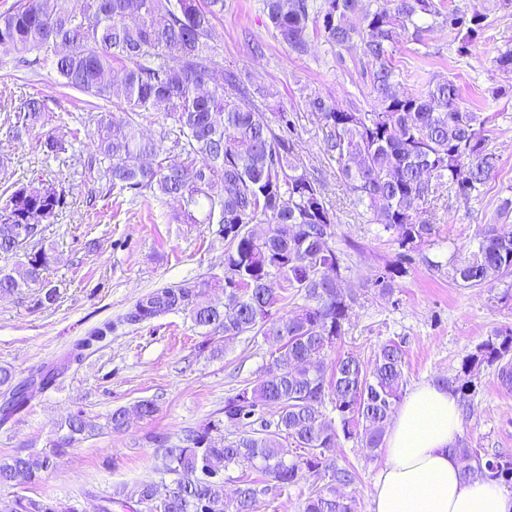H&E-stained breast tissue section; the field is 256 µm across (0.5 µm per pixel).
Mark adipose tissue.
Returning <instances> with one entry per match:
<instances>
[{
  "label": "adipose tissue",
  "instance_id": "1",
  "mask_svg": "<svg viewBox=\"0 0 512 512\" xmlns=\"http://www.w3.org/2000/svg\"><path fill=\"white\" fill-rule=\"evenodd\" d=\"M462 424L457 395L425 383L404 399L387 430L371 512H512L496 482L464 479L451 447Z\"/></svg>",
  "mask_w": 512,
  "mask_h": 512
}]
</instances>
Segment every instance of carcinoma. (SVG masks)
Masks as SVG:
<instances>
[{"instance_id":"carcinoma-1","label":"carcinoma","mask_w":512,"mask_h":512,"mask_svg":"<svg viewBox=\"0 0 512 512\" xmlns=\"http://www.w3.org/2000/svg\"><path fill=\"white\" fill-rule=\"evenodd\" d=\"M263 11L298 56L315 36L336 51L360 42L374 106L362 112L320 95L306 103L322 122L320 150L336 176L400 247L413 250L432 238L434 225L422 213L438 187L467 202L481 197L499 167L489 147V119L463 105L452 79L401 90L394 54L402 35L420 43L432 26L442 25L455 34L457 55L468 56L487 14L449 9L443 0H263ZM223 12L224 0H17L0 13V59L30 69L49 62L62 87L91 98L92 111L72 140L45 133L46 156L75 149L83 135L93 147L84 166L108 192L134 198L148 192L176 204L172 219L178 223L222 225L223 308L196 283L184 282L144 295L124 321L186 311L196 327L224 335V346L247 334L276 345L257 382L224 402L223 417L184 431L165 449L162 468L175 475L173 487L161 491L142 482L100 497L98 512H256L261 497L307 474L329 482L307 498L304 512H356L355 500L336 489L353 484L356 471L326 453L357 437L367 456H376L404 395V353L388 341L367 363L349 353L325 363L352 310L332 245L336 213L304 163L295 113L270 108L249 75L220 67L210 38ZM117 65L121 80H108ZM493 65L512 74L511 45L498 50ZM152 118L159 133L147 136L143 123ZM48 122L43 101L28 98L16 107L10 133L19 139ZM0 180V257L24 252L14 267H0V293L37 286L39 304H51L55 292L43 274L52 255L26 246L68 206L69 192L52 180L14 181L2 164ZM491 269L512 276V195L499 200L496 223L486 225L477 249L455 260L453 280L483 288ZM400 275V268L387 266L376 285L388 291ZM290 297L302 303L278 315V305ZM485 366L498 367L501 383L512 385V330L479 343L448 387L465 394ZM30 400L22 389L12 392L3 417ZM328 403L334 420L325 413ZM259 406L276 408V430L263 420L253 428ZM132 412L151 420L157 404L141 399L130 410L117 408L108 425L125 426ZM229 429L236 430L231 440L221 436ZM96 430L84 412L69 414L52 455ZM284 434L303 449L292 461L281 454ZM451 451L471 457L464 477L512 483V454H483L460 442ZM50 465L51 455L39 453L0 460V487L29 483ZM231 466L254 469L262 479L241 481L228 500L218 477ZM14 504V512H77L19 493Z\"/></svg>"}]
</instances>
